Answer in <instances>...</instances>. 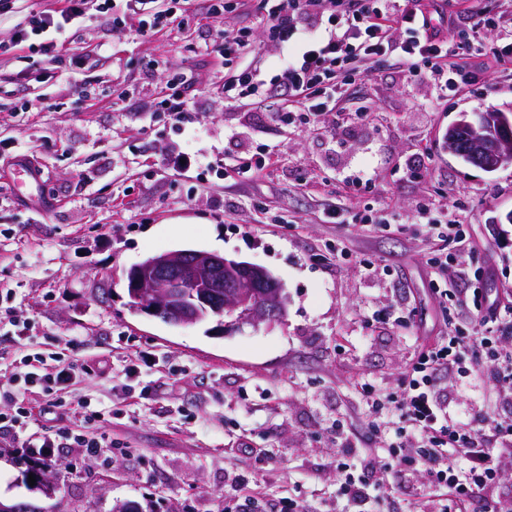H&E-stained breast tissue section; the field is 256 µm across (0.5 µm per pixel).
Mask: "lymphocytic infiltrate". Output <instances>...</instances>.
Listing matches in <instances>:
<instances>
[{
  "instance_id": "obj_1",
  "label": "lymphocytic infiltrate",
  "mask_w": 512,
  "mask_h": 512,
  "mask_svg": "<svg viewBox=\"0 0 512 512\" xmlns=\"http://www.w3.org/2000/svg\"><path fill=\"white\" fill-rule=\"evenodd\" d=\"M60 2V7L27 15L14 40L16 46L36 53L43 66L55 61L60 35L97 0ZM184 3L126 0L129 10L146 12L152 31L181 27ZM447 7V0H258L260 20L282 58L271 73H263L250 61L254 42L250 31L217 32L213 46L224 60V101L283 122L299 112L308 118L333 116L346 88L374 64L393 56L402 71L432 85L433 107L447 106L476 83L472 60L480 49L471 42L470 31L497 24L495 17L471 11L467 30L449 39L444 23ZM418 213L427 235L440 243L432 265L448 272L450 263L465 252L468 236L463 225L442 223L426 205ZM485 276L478 268L469 287L434 288L447 316L467 305L481 312L477 329L448 335L419 351L390 405L376 399L369 384L360 386L374 410H389L399 424L389 463L421 474L424 485L438 497L435 512H512V496L491 495L500 485V458L512 449V420L467 410L454 414L438 398L440 380L448 373L489 384L512 401V311L502 309L498 299L481 289ZM81 345V337H70L67 355L52 364L37 353L24 356L21 388L0 387V403L8 405L0 410V431L12 434L18 447L47 461L64 444L89 455L112 445L109 436L91 430L93 423L102 421L101 412L81 400L85 415L78 427L65 400L76 379L93 373L77 356ZM36 391L54 398L53 433L28 430L36 416L27 396Z\"/></svg>"
}]
</instances>
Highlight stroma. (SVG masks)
Wrapping results in <instances>:
<instances>
[{
  "label": "stroma",
  "instance_id": "1",
  "mask_svg": "<svg viewBox=\"0 0 512 512\" xmlns=\"http://www.w3.org/2000/svg\"><path fill=\"white\" fill-rule=\"evenodd\" d=\"M188 0L187 25L140 32L124 16L90 11L43 71L21 52L0 53V290L29 328V352L51 357L81 334L88 360L109 372L83 377L69 399L111 408L103 423L117 454L60 448L54 497L27 485L11 436L0 437V500L47 512H225L253 496L259 512L285 498L304 512H416L430 490L393 466L378 470L382 502L337 493L336 461L369 465L394 438L357 385L392 395L420 347L447 335L432 292L434 248L417 206L464 224L471 256L452 271L489 269L486 288L512 296V165L488 172L444 143L449 126L480 112L512 114V75L488 67L470 93L430 107L433 88L383 63L338 101L341 128L297 117L288 124L224 103L217 30L255 24L249 14L209 12ZM188 73L192 110L175 122L157 110L164 69ZM375 114L355 116L358 102ZM262 152L270 166L251 178L175 167L188 155L219 163ZM428 171L413 176L422 154ZM37 169L19 184L13 158ZM368 171L353 196L342 178ZM394 214L390 227L336 224L325 213ZM202 250L267 268L288 293L285 318L220 335L212 322L176 327L130 306L127 271L145 258ZM412 310L406 326L382 317ZM147 363L126 378L133 352ZM132 384L118 403L115 389ZM448 396L512 418V405L445 377Z\"/></svg>",
  "mask_w": 512,
  "mask_h": 512
}]
</instances>
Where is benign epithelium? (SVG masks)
<instances>
[{"label":"benign epithelium","mask_w":512,"mask_h":512,"mask_svg":"<svg viewBox=\"0 0 512 512\" xmlns=\"http://www.w3.org/2000/svg\"><path fill=\"white\" fill-rule=\"evenodd\" d=\"M512 125V116L492 112L486 124L478 126L466 119L454 123L449 136L480 138L484 147L469 155L471 164L482 169L498 167L505 157L489 127ZM126 289L136 307L161 320L189 326L214 316L226 318V332L243 324L282 320L288 293L268 269L247 261L206 251H176L150 256L129 269Z\"/></svg>","instance_id":"1"}]
</instances>
